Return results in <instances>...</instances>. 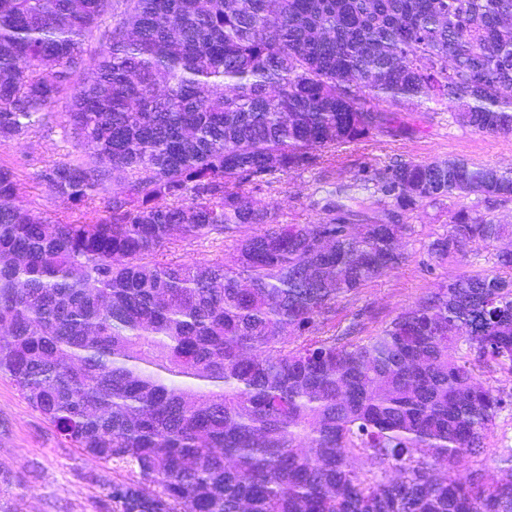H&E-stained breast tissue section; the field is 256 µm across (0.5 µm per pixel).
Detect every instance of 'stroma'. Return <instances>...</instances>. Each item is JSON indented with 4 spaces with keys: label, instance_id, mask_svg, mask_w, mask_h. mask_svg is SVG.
<instances>
[{
    "label": "stroma",
    "instance_id": "obj_1",
    "mask_svg": "<svg viewBox=\"0 0 512 512\" xmlns=\"http://www.w3.org/2000/svg\"><path fill=\"white\" fill-rule=\"evenodd\" d=\"M459 105H415L406 115L416 131L393 142L377 136L342 149L340 167L324 172L315 164L288 173L276 193L261 190L253 197L273 202L283 222L317 224L325 217L324 206L336 184L351 185L349 206L373 200L363 178L373 168L396 160L431 162L465 157L474 162L512 173V134H487L461 126L456 120ZM81 150L71 129L57 125L0 142V164L13 166L26 197L36 213L54 217L65 206L55 199L35 175L45 166L79 158ZM466 207L479 210L512 229V199L486 203L477 197L443 200L411 212V232L405 240L408 259L398 269L373 279L336 306V328L361 322L365 335L381 330L397 313L414 305L424 295L461 273L495 271L498 243L475 242L464 252L437 259L431 242L449 230L451 211ZM8 472L12 483L7 500L15 512H100L104 484L111 472L75 449L60 443L42 416L20 396L12 382L0 377V472Z\"/></svg>",
    "mask_w": 512,
    "mask_h": 512
}]
</instances>
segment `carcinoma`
I'll return each instance as SVG.
<instances>
[{
  "instance_id": "cac0c4a2",
  "label": "carcinoma",
  "mask_w": 512,
  "mask_h": 512,
  "mask_svg": "<svg viewBox=\"0 0 512 512\" xmlns=\"http://www.w3.org/2000/svg\"><path fill=\"white\" fill-rule=\"evenodd\" d=\"M0 0V141L61 121L82 158L0 165V374L69 448L116 474L103 512H512L478 455L512 393V242L380 332L336 304L407 260L425 203L512 198L466 158L373 174L375 208L288 224L252 193L386 134L395 108L458 102L512 133V0ZM66 102V111L58 110ZM119 191L109 193L110 184ZM231 259H159L235 236ZM505 225L460 209L444 258ZM460 467L470 470L462 482Z\"/></svg>"
}]
</instances>
